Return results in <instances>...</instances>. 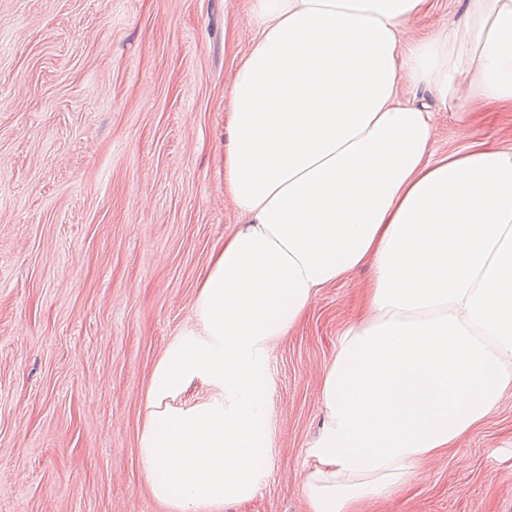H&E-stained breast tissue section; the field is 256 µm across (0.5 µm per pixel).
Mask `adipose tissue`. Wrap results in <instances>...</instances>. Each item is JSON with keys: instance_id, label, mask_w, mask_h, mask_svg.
Listing matches in <instances>:
<instances>
[{"instance_id": "obj_1", "label": "adipose tissue", "mask_w": 512, "mask_h": 512, "mask_svg": "<svg viewBox=\"0 0 512 512\" xmlns=\"http://www.w3.org/2000/svg\"><path fill=\"white\" fill-rule=\"evenodd\" d=\"M253 0L233 51L224 189L240 221L194 323L151 372L138 452L172 512L249 500L267 464L268 353L368 266L321 374L308 512H361L457 447L512 390V145L436 152L434 115L512 111V0ZM207 400L177 407L194 382ZM462 6L463 1L461 0H440L435 12L412 23V35L416 37L422 33L441 29L444 24L448 23V19L460 12Z\"/></svg>"}]
</instances>
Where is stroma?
I'll return each instance as SVG.
<instances>
[{"instance_id": "35a3bbf8", "label": "stroma", "mask_w": 512, "mask_h": 512, "mask_svg": "<svg viewBox=\"0 0 512 512\" xmlns=\"http://www.w3.org/2000/svg\"><path fill=\"white\" fill-rule=\"evenodd\" d=\"M249 0H0V512H171L137 449L154 364L192 322L237 214L221 138ZM512 143L437 113L433 146ZM367 270L271 348L274 430L252 499L307 512L318 386ZM376 512H512V394Z\"/></svg>"}]
</instances>
